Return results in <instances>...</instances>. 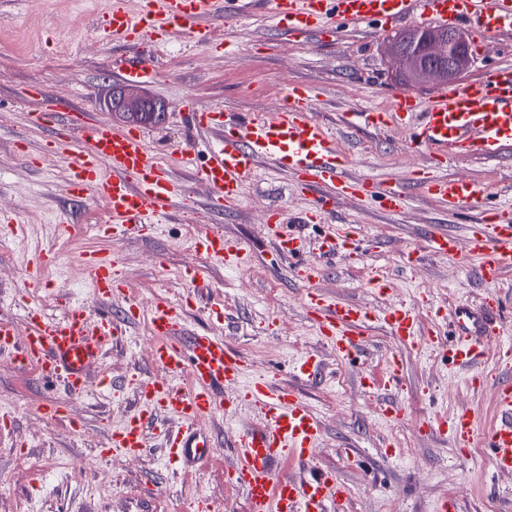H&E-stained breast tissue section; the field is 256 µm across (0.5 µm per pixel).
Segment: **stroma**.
<instances>
[{"mask_svg": "<svg viewBox=\"0 0 512 512\" xmlns=\"http://www.w3.org/2000/svg\"><path fill=\"white\" fill-rule=\"evenodd\" d=\"M104 0H0V212L17 216L25 227L20 237L0 240V314L21 318V305H35L52 317L62 316L68 300L83 301L90 315L119 313L128 302L140 307L163 296L183 307L185 329H206L246 361V378H263L296 389L322 423L314 455L304 463L282 462L284 474L304 479L319 471L336 472L350 487L348 512H434L438 502L454 500L458 512H512V474L497 473L488 464L487 430L498 421L496 389L499 372L494 360L470 369L434 350L401 346L381 327L368 348L352 361L336 358L307 317L301 290L288 259L276 256L267 236L270 209L292 219L309 205L308 196L289 174L259 164L232 211L208 207L209 191L190 181L185 171L173 173L184 192L174 202L183 222H162L143 237L116 239L105 208L92 198L67 197L68 163L42 154L55 120L33 128L32 112L50 105H76L93 119L122 127V120L100 104L109 89L119 86L116 71L123 50L99 40L93 30ZM210 46L182 37L165 45H143L160 64L155 80L144 90L168 106L162 123L145 125L148 145L159 154L186 144L213 139L209 130L192 128L186 114L195 107L264 114L280 105L289 85L302 83L319 96L313 114L336 129L338 147L348 159L351 175L381 179L411 177L427 164L426 156L404 146L406 131L342 129L338 115L363 106H387L391 92L402 84L382 55L384 36L353 32L340 43L284 40L254 0L245 23L228 28L223 16L205 20ZM230 42L234 52H215ZM449 175L504 187L512 183V146L497 156L459 158ZM402 214L386 216L354 199L342 201L335 215L379 247L355 260L344 256L325 267L320 283L330 299L369 308L382 299L367 287L369 275L384 273L394 284V299L429 298L439 316L452 317L457 303H478L484 293L474 262L426 258L405 267L402 258L431 228L465 238L477 211L457 212L407 188ZM197 231L219 230L245 241L251 249L248 273L229 272L220 260L199 253L188 225ZM100 253L117 262L124 274V294L109 300L93 295L92 282L81 262ZM48 264H40L41 256ZM195 267L203 281H184V267ZM154 338L145 320L127 328L123 343L112 347L91 371L90 388L72 397L36 374L0 360V512H189L192 502L208 497L215 512H247L241 490L225 481V470L236 459V435L261 425L249 404L202 419L201 432L210 436L219 466L185 477L170 462L154 423L148 446L138 455H108L110 430L124 424L136 408L131 374L158 376L152 362ZM319 356L324 372L315 381L299 378L293 362L304 354ZM398 355L396 385L376 397L365 396L359 375L384 369ZM484 383L468 384L472 374ZM46 399L65 403L73 423L53 420L38 410ZM400 406V417L384 414L386 404ZM471 409L477 419L468 456L451 441L424 436L416 425L434 414ZM50 460H71L78 470L60 481L45 471ZM109 469V491L98 487L101 469Z\"/></svg>", "mask_w": 512, "mask_h": 512, "instance_id": "1", "label": "stroma"}]
</instances>
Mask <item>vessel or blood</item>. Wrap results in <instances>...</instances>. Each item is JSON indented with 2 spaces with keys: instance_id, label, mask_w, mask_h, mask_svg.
<instances>
[{
  "instance_id": "1",
  "label": "vessel or blood",
  "mask_w": 512,
  "mask_h": 512,
  "mask_svg": "<svg viewBox=\"0 0 512 512\" xmlns=\"http://www.w3.org/2000/svg\"><path fill=\"white\" fill-rule=\"evenodd\" d=\"M267 4L275 26L288 36L323 39L328 33L339 35L346 27L360 24L381 33L417 18L449 27L464 24L485 39L512 45V0H267ZM247 5L248 0H140L133 13L126 0H108L95 32L112 45L133 51L120 79L147 82L155 77L157 65L155 58L139 54L144 41L160 45L176 31L207 41L204 19L220 13L225 25L233 26L244 16ZM312 102L309 89L293 86L287 89L281 107L264 116L213 108L193 112L197 127L219 134L200 165L194 162V148L174 149L158 158L151 155L142 131L90 123L81 113L71 111L63 113L43 152L67 160L71 198L90 196L106 201L116 238L145 234L167 216L180 194L171 177L173 169H192L197 181L210 191L211 208L227 210L240 201L258 163L269 162L294 176L303 189L316 192L300 217V226L283 223L279 213L273 212L267 227L275 253L293 261L304 305L337 358L348 359L360 352L373 325L381 322L401 344L424 342L444 347L459 365H481L491 344L512 332L501 316L495 290L504 269L512 268V207L484 210L492 187L450 177L447 170L460 156L490 157L512 145V65L494 67L462 86H440L424 99L398 91L392 94L390 106L365 107L346 116L347 123L374 130L410 128L407 149L431 160L429 168L415 178V185L449 208L483 209L480 220L470 225L466 243H458L445 230L432 229L425 234L424 251L411 252L405 259L411 266L428 252L476 262L485 293L477 306H456L457 321H469L472 328L451 345L444 342L447 326L439 319L422 328L419 311L427 305V298L410 303L390 301L393 284L386 276L376 274L369 280L371 287L389 300L378 315L360 305L331 301L319 291L322 261L342 254L359 259L369 249L356 228L334 222L337 204L354 198L396 216L404 211L407 196L401 181L347 175L336 138L314 118ZM313 224L321 225L322 230L310 242L302 228ZM198 244L228 268L244 266L249 258L242 241L219 232L207 234ZM311 246L318 254L314 262L304 258ZM83 265L96 298L122 294V271L111 257L87 254ZM142 318L147 319L149 332L157 340L153 358L161 374L135 379L142 409L111 432L110 450L141 453L150 422L161 414L178 423L176 430L165 432L164 439L180 466L193 468L210 461L211 444L197 424L223 410L224 391L233 388L238 398L255 405L264 419L260 429L239 434L235 442L238 460L227 471L232 487L243 491L249 512H347L351 491L335 473L297 480L275 468L282 459L304 461L312 456L322 434L320 420L291 388H274L261 379L242 385L244 358L209 331L185 334L182 312L165 298H156L145 310L132 303L124 315L102 312L94 319L82 304L68 305L59 318L48 317L38 307H25L24 327L0 317V358L18 370L54 380L79 397L89 389L88 370L104 346L123 335L124 324ZM498 365L504 372L496 391L501 419L490 428L487 442L491 466L512 473V352L500 351ZM424 430L467 448L475 435V414L462 409L449 416L437 415Z\"/></svg>"
}]
</instances>
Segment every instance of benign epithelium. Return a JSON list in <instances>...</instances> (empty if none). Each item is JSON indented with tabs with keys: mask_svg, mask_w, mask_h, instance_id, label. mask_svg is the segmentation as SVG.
Wrapping results in <instances>:
<instances>
[{
	"mask_svg": "<svg viewBox=\"0 0 512 512\" xmlns=\"http://www.w3.org/2000/svg\"><path fill=\"white\" fill-rule=\"evenodd\" d=\"M383 53L395 65V77L411 86L460 80L474 62L471 46L462 31L453 28L419 26L405 35L387 39ZM104 106L113 115L149 116L164 121L166 104L132 87H118Z\"/></svg>",
	"mask_w": 512,
	"mask_h": 512,
	"instance_id": "benign-epithelium-1",
	"label": "benign epithelium"
}]
</instances>
